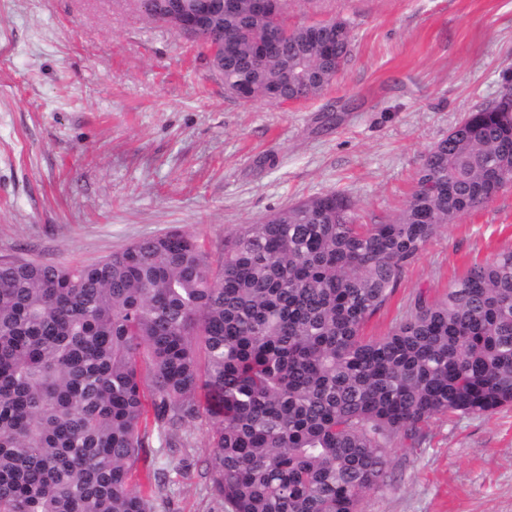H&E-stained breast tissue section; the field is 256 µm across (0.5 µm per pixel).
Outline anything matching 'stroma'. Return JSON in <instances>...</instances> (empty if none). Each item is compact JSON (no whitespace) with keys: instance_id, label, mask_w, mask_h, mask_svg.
<instances>
[{"instance_id":"stroma-1","label":"stroma","mask_w":512,"mask_h":512,"mask_svg":"<svg viewBox=\"0 0 512 512\" xmlns=\"http://www.w3.org/2000/svg\"><path fill=\"white\" fill-rule=\"evenodd\" d=\"M347 21L353 48L319 97L228 96L196 44L137 0H0V259L90 264L174 230L219 255L242 224L341 191L360 223L394 220L427 151L512 78V0H293V24ZM512 248V184L443 225L368 322L386 335L417 294L441 298L473 260ZM176 451L156 512H221L199 462L209 422ZM362 512H512V406L437 415L388 450Z\"/></svg>"}]
</instances>
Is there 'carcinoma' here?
Returning <instances> with one entry per match:
<instances>
[{"instance_id":"obj_1","label":"carcinoma","mask_w":512,"mask_h":512,"mask_svg":"<svg viewBox=\"0 0 512 512\" xmlns=\"http://www.w3.org/2000/svg\"><path fill=\"white\" fill-rule=\"evenodd\" d=\"M195 40L229 93L274 104L321 95L352 52L346 21L251 0ZM511 183L512 113L489 106L428 150L389 223L334 192L241 225L216 260L178 231L91 264L1 259L0 512H155L151 439L202 413L222 512H361L430 418L512 405V249L364 333L440 227Z\"/></svg>"}]
</instances>
